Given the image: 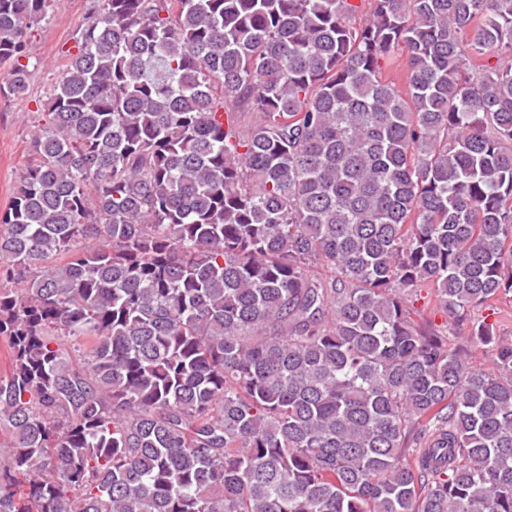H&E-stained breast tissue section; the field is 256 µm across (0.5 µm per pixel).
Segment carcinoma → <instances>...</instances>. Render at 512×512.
Returning a JSON list of instances; mask_svg holds the SVG:
<instances>
[{
  "instance_id": "1",
  "label": "carcinoma",
  "mask_w": 512,
  "mask_h": 512,
  "mask_svg": "<svg viewBox=\"0 0 512 512\" xmlns=\"http://www.w3.org/2000/svg\"><path fill=\"white\" fill-rule=\"evenodd\" d=\"M91 10L0 213V512H512V0ZM411 301L415 309L421 311V315L431 319L435 325L439 326L448 334V344L452 347L463 346L472 356V360L478 365L488 366L490 364L491 350L479 343L472 341L465 342L454 334L457 330L453 319L446 313L437 308L434 297L430 294L428 288H418L412 295ZM470 321H485L492 325L496 337L512 342V294L494 300L488 306L474 309Z\"/></svg>"
}]
</instances>
